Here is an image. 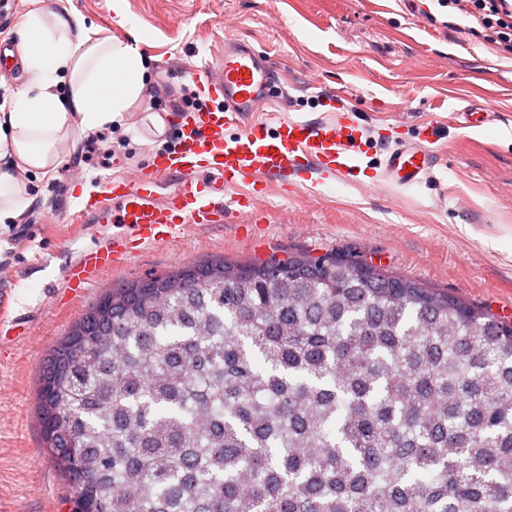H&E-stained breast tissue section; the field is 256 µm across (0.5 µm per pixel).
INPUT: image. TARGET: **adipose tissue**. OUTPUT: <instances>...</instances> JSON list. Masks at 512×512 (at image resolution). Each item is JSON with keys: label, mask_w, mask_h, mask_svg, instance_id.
Here are the masks:
<instances>
[{"label": "adipose tissue", "mask_w": 512, "mask_h": 512, "mask_svg": "<svg viewBox=\"0 0 512 512\" xmlns=\"http://www.w3.org/2000/svg\"><path fill=\"white\" fill-rule=\"evenodd\" d=\"M18 36L26 80L0 101V225L32 203L24 173L55 174L77 132L123 121L149 89L137 43L81 14L32 10Z\"/></svg>", "instance_id": "obj_1"}]
</instances>
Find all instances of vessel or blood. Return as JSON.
Returning <instances> with one entry per match:
<instances>
[{"label":"vessel or blood","mask_w":512,"mask_h":512,"mask_svg":"<svg viewBox=\"0 0 512 512\" xmlns=\"http://www.w3.org/2000/svg\"><path fill=\"white\" fill-rule=\"evenodd\" d=\"M223 106L197 113L183 125L174 151L155 155L133 172L109 178L76 203L75 215L116 230L104 241L83 249L65 270L57 295L60 304L81 300L109 270L130 260L129 244L171 245L189 230L221 224L249 212L268 189L271 176L298 177L316 169L333 175L355 172L354 155L363 149V133L345 111L314 121L279 119L274 132L265 123H245L247 112L277 85L271 61L249 44L227 41L217 67L200 81ZM242 125L225 137L224 128ZM430 125L416 139L402 142L385 157L383 172L400 187L421 183L437 156Z\"/></svg>","instance_id":"vessel-or-blood-1"}]
</instances>
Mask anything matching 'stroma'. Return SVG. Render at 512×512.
Wrapping results in <instances>:
<instances>
[{
	"mask_svg": "<svg viewBox=\"0 0 512 512\" xmlns=\"http://www.w3.org/2000/svg\"><path fill=\"white\" fill-rule=\"evenodd\" d=\"M113 0H15L0 41H17L34 8L83 15L103 34H140L139 50L158 95L123 124L77 133L67 164L51 176L27 175L34 198L20 224L0 229V289L9 315H27L31 332L0 343V512H73L74 491L42 442L37 423L47 355L108 288L220 257L256 262L291 253H338L384 265L512 321V53L483 36L464 12L420 0H124L134 23H117ZM229 39L246 41L276 64L279 90L251 120L321 118L328 102L354 112L368 138L353 182L310 175L279 189L269 214L189 231L172 247L141 244L124 267L101 278L68 309L51 290L82 246L112 225L77 224L70 201L85 193L71 175L102 181L113 167L144 166L176 143L183 118L173 109L191 69L218 64ZM478 106L494 123L466 128L456 112ZM164 114L153 135L144 111ZM433 125L440 158L429 178L404 189L381 180L386 152Z\"/></svg>",
	"mask_w": 512,
	"mask_h": 512,
	"instance_id": "1",
	"label": "stroma"
}]
</instances>
